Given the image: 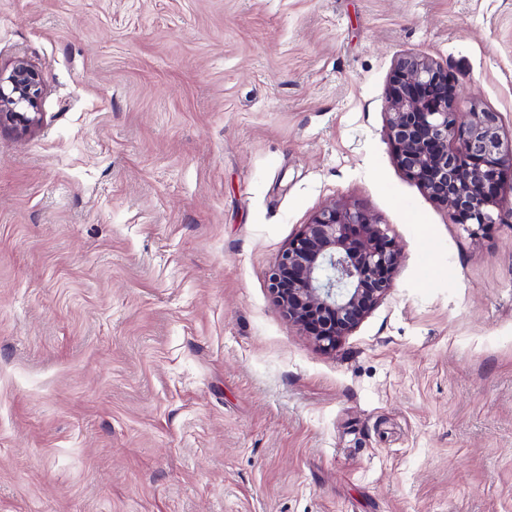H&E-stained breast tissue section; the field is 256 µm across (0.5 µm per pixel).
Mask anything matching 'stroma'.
I'll use <instances>...</instances> for the list:
<instances>
[{
	"label": "stroma",
	"instance_id": "35a3bbf8",
	"mask_svg": "<svg viewBox=\"0 0 512 512\" xmlns=\"http://www.w3.org/2000/svg\"><path fill=\"white\" fill-rule=\"evenodd\" d=\"M406 55L512 136V0H0V512H512V221L399 167ZM333 204L400 262L325 350L268 278ZM41 82L38 70L18 60L7 76L0 73V125L28 132L41 124Z\"/></svg>",
	"mask_w": 512,
	"mask_h": 512
}]
</instances>
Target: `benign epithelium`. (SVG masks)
I'll list each match as a JSON object with an SVG mask.
<instances>
[{
  "label": "benign epithelium",
  "mask_w": 512,
  "mask_h": 512,
  "mask_svg": "<svg viewBox=\"0 0 512 512\" xmlns=\"http://www.w3.org/2000/svg\"><path fill=\"white\" fill-rule=\"evenodd\" d=\"M38 70L18 60L0 73V125L41 124ZM448 73L424 57L397 61L388 90V137L399 166L457 223L485 231L503 223L498 189L512 170L495 112L456 111ZM399 253L366 211H319L281 253L269 288L288 320L323 349L358 326L393 284Z\"/></svg>",
  "instance_id": "1"
}]
</instances>
